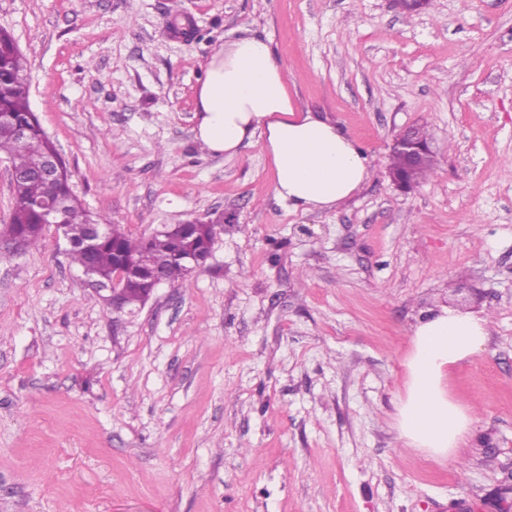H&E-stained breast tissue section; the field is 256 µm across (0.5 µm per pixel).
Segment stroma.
<instances>
[{
    "label": "stroma",
    "instance_id": "obj_1",
    "mask_svg": "<svg viewBox=\"0 0 512 512\" xmlns=\"http://www.w3.org/2000/svg\"><path fill=\"white\" fill-rule=\"evenodd\" d=\"M0 29L89 211L219 227L132 313L54 228L0 258V512H512V0H0ZM245 34L367 154L333 209L277 199L260 142L197 141L206 62ZM416 126L436 167L405 193L391 144ZM444 307L490 317L449 378L477 417L455 467L397 428L412 331Z\"/></svg>",
    "mask_w": 512,
    "mask_h": 512
}]
</instances>
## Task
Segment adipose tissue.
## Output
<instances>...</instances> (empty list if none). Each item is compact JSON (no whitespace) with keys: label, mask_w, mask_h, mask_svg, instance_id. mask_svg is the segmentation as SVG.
Segmentation results:
<instances>
[{"label":"adipose tissue","mask_w":512,"mask_h":512,"mask_svg":"<svg viewBox=\"0 0 512 512\" xmlns=\"http://www.w3.org/2000/svg\"><path fill=\"white\" fill-rule=\"evenodd\" d=\"M195 96L197 139L210 153L233 157L261 138L274 165V194L293 208H332L369 177L365 152L338 125L294 108L286 69L259 37L243 36L215 50ZM487 338V318L448 308L415 327L398 406L399 436L406 446L441 463L458 462L476 416L452 394L448 377L480 353Z\"/></svg>","instance_id":"ef3b65f1"}]
</instances>
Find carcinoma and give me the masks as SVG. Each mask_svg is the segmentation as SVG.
I'll return each instance as SVG.
<instances>
[{
    "instance_id": "obj_1",
    "label": "carcinoma",
    "mask_w": 512,
    "mask_h": 512,
    "mask_svg": "<svg viewBox=\"0 0 512 512\" xmlns=\"http://www.w3.org/2000/svg\"><path fill=\"white\" fill-rule=\"evenodd\" d=\"M29 89L30 73L24 55L11 34L0 29V154L8 156L19 175L10 222L0 225V239L21 237L25 248H33L43 240L45 227L58 221L65 225L67 235L73 241L69 249L71 262L81 269L90 268L91 276L97 282L112 281L115 268L144 252L150 255L168 283L186 279L188 272L181 260L182 255L190 249H202L211 241V231L202 235L193 222L172 232L150 237H134L114 224L110 234L98 240L92 252L83 249L87 225L103 224L105 220L93 218L73 194L66 162H61L56 179L41 177L45 158L54 150L55 143L30 108ZM17 125L29 128L27 138L19 139L14 135ZM434 164L435 156L430 152L419 166L410 169L394 152L390 170L408 191L431 176ZM55 199L63 201L65 208L53 220L45 216L39 205Z\"/></svg>"
}]
</instances>
